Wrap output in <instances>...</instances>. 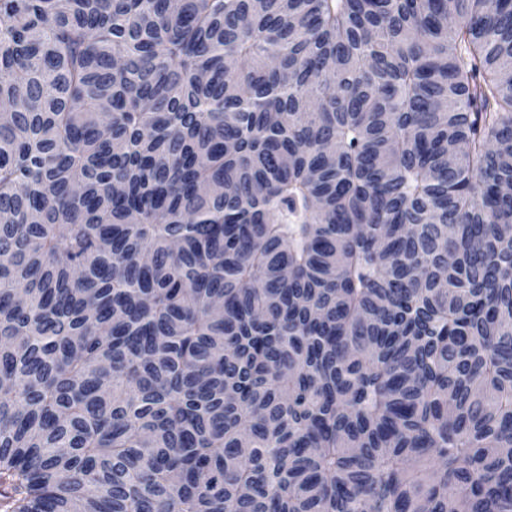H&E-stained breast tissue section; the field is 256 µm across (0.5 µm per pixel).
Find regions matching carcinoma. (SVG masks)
I'll return each instance as SVG.
<instances>
[{
  "label": "carcinoma",
  "instance_id": "obj_1",
  "mask_svg": "<svg viewBox=\"0 0 512 512\" xmlns=\"http://www.w3.org/2000/svg\"><path fill=\"white\" fill-rule=\"evenodd\" d=\"M0 512H512V0H0Z\"/></svg>",
  "mask_w": 512,
  "mask_h": 512
}]
</instances>
